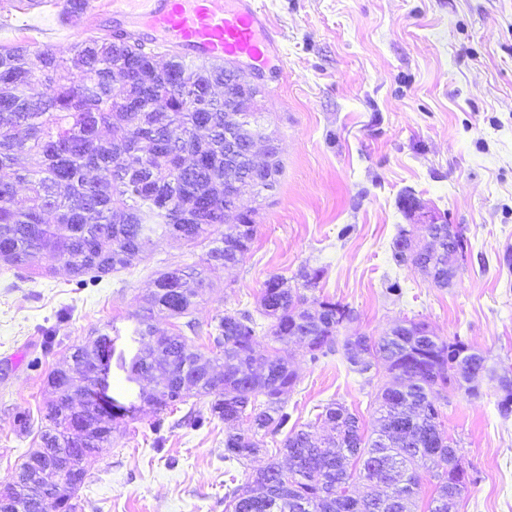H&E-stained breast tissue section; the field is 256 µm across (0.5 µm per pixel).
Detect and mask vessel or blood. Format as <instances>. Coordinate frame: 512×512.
Returning a JSON list of instances; mask_svg holds the SVG:
<instances>
[{
    "instance_id": "1",
    "label": "vessel or blood",
    "mask_w": 512,
    "mask_h": 512,
    "mask_svg": "<svg viewBox=\"0 0 512 512\" xmlns=\"http://www.w3.org/2000/svg\"><path fill=\"white\" fill-rule=\"evenodd\" d=\"M100 12L130 21L134 36L180 48L192 61L266 59L279 41L256 0H103Z\"/></svg>"
}]
</instances>
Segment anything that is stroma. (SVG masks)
I'll use <instances>...</instances> for the list:
<instances>
[{"mask_svg": "<svg viewBox=\"0 0 512 512\" xmlns=\"http://www.w3.org/2000/svg\"><path fill=\"white\" fill-rule=\"evenodd\" d=\"M279 36L263 63V123L275 133L283 172L266 200L243 195L258 211V234L236 265L209 274L212 287L193 309L200 326L224 309H256L266 279L324 268L314 294L348 305L349 333L379 336L395 322L421 320L442 339L460 338L489 364L512 372V0H258ZM99 0L60 25V6L18 8L0 44L25 41L62 49L95 27L126 29L99 15ZM417 210L399 208L401 197ZM461 225L468 242L452 286L435 287L414 265L395 267L390 244L418 213ZM202 248L168 240L127 270L80 287L64 271L30 275L0 263V482L35 445L15 416L40 418L46 378L71 348L108 324L131 357V318L139 296L170 263L192 262ZM401 292L386 291L387 281ZM299 376L287 408L314 420L336 400L365 429L385 373L348 372L341 355L311 362L291 347ZM490 383L441 403L442 429L457 441L472 476L453 512H512V418L497 411ZM150 411L118 426L111 444L84 460L77 512H224V481L245 484L276 443L247 466L224 468V423L187 429Z\"/></svg>", "mask_w": 512, "mask_h": 512, "instance_id": "1", "label": "stroma"}]
</instances>
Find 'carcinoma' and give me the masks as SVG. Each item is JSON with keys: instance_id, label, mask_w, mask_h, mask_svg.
<instances>
[{"instance_id": "obj_1", "label": "carcinoma", "mask_w": 512, "mask_h": 512, "mask_svg": "<svg viewBox=\"0 0 512 512\" xmlns=\"http://www.w3.org/2000/svg\"><path fill=\"white\" fill-rule=\"evenodd\" d=\"M87 0H64L60 19L86 11ZM165 61H160V57ZM231 60L189 64L175 48L158 52L124 30L90 32L70 44L68 55L33 52L29 44L0 45V260L47 275L63 267L71 277L100 279L132 265L166 239L207 247L193 263L157 272L153 288L131 314L132 335L154 339L130 361L119 357L127 381L147 376L158 386L142 396L155 415L178 409L192 397L183 423L197 427L204 412L224 420V461L245 464L262 450L257 435L285 433L278 451L288 469L272 460L246 485L224 494L225 512H411L422 473L435 481L428 512H450L467 489L457 444L441 436L436 406L461 363L476 367L486 356L459 338L434 335L425 322L405 319L378 337L341 336L356 320L349 306L309 297L323 270L302 268L296 284L273 275L261 288L260 309H226L209 323V353L196 347L184 327L155 335L157 320L189 316L210 287L207 273L233 266L256 239L257 210H224V177L260 197L282 173L279 148L266 166L251 171L245 155L225 150L244 139L268 138L260 107L224 112V77ZM28 184L27 205L16 188ZM417 246L408 249V241ZM466 252L461 225L398 228L390 246L397 266H417L439 287H448V249ZM271 343L256 355L259 335ZM120 331L97 330L73 347L47 376L49 400L38 449L30 450L10 477V490L25 512H41L53 496L58 512L84 485V457L112 442L113 423L88 399L102 360ZM304 343L317 362L342 351L348 370L366 375L384 367L388 380L376 397V425L366 433L356 414L331 401L316 420L336 436L323 440L312 423H290L288 391L298 383L290 345ZM497 409L512 415V375L494 383ZM249 420L253 434L237 431ZM363 481L366 491L352 495Z\"/></svg>"}]
</instances>
